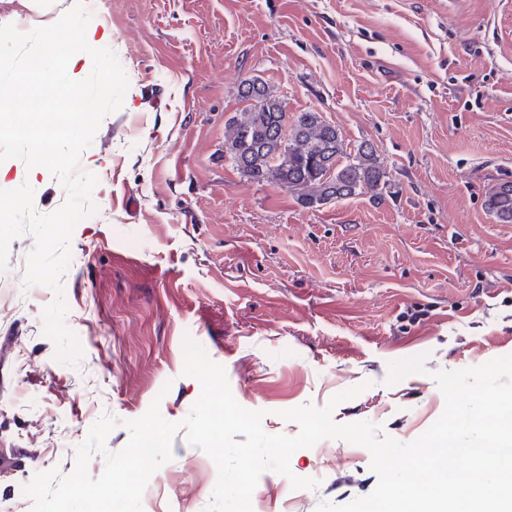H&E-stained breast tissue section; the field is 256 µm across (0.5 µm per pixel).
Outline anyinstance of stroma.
<instances>
[{"label":"stroma","mask_w":512,"mask_h":512,"mask_svg":"<svg viewBox=\"0 0 512 512\" xmlns=\"http://www.w3.org/2000/svg\"><path fill=\"white\" fill-rule=\"evenodd\" d=\"M79 4L129 86L77 166L98 178L61 277L79 363H59L43 331L51 289L0 319V503L32 512L22 488L36 473L71 474L105 413L121 450L156 401L177 430L143 512H205L217 469L182 425L201 393L182 373L188 339L266 433L297 435L281 411L362 383L334 422L402 442L444 410L434 372L512 354V224L485 206L512 182V0H0V25L26 32ZM246 78L289 116L320 113L349 149L371 143L381 198L309 209L243 177L224 140ZM0 166L31 184L39 213L64 203L49 171ZM420 353L425 373L389 383L390 363ZM290 468L318 487L265 472L253 512H315L378 482L370 452L342 440L296 450Z\"/></svg>","instance_id":"stroma-1"}]
</instances>
